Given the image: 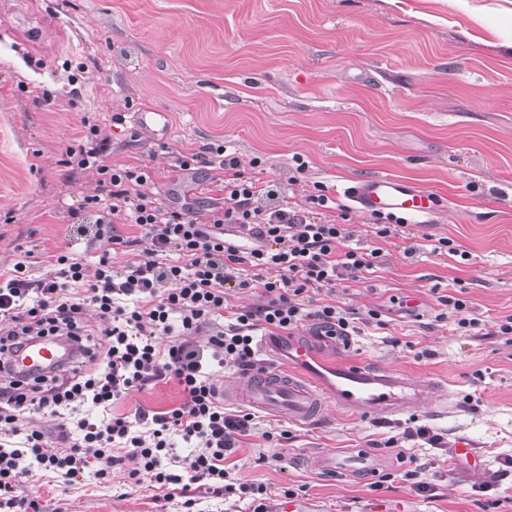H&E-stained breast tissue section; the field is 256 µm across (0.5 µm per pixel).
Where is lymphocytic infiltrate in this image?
<instances>
[{
	"mask_svg": "<svg viewBox=\"0 0 512 512\" xmlns=\"http://www.w3.org/2000/svg\"><path fill=\"white\" fill-rule=\"evenodd\" d=\"M98 135L97 125L86 126L66 150L72 168L97 176L85 202L94 222L76 226L98 255L95 265L64 251L48 256L49 273L34 275L32 262L20 260L0 278V345L57 336L86 351L77 364L26 383L0 375V512L21 504L18 489L38 474L107 482L121 468L127 479L147 475L178 487L189 507L201 483L216 494L255 497L253 512H270L265 487L238 481L224 466L254 416L226 410L216 378L224 369L254 370L258 330L289 335L309 323L328 336H352L376 320L373 310L353 316L336 287L373 273L382 243L405 222L373 215L371 245L354 244L346 213H333L326 194L284 201L281 186L246 175L219 143L208 151L224 173L223 207L204 216L167 208L145 190L150 166H113ZM118 219L137 235L120 234ZM229 226L237 241L227 240ZM128 250L135 260L115 267L113 254ZM255 289L261 303L227 308V291ZM163 380L181 387L177 407L112 416L116 401ZM40 415L58 419L56 433L37 423ZM179 440L187 455L174 454Z\"/></svg>",
	"mask_w": 512,
	"mask_h": 512,
	"instance_id": "lymphocytic-infiltrate-1",
	"label": "lymphocytic infiltrate"
}]
</instances>
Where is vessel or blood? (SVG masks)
<instances>
[{
	"instance_id": "1",
	"label": "vessel or blood",
	"mask_w": 512,
	"mask_h": 512,
	"mask_svg": "<svg viewBox=\"0 0 512 512\" xmlns=\"http://www.w3.org/2000/svg\"><path fill=\"white\" fill-rule=\"evenodd\" d=\"M346 194L367 213L376 211L420 219L439 207L432 192L387 176L349 187ZM319 341V336L311 333L262 337L260 350L275 361V370L259 378L248 376L225 382V394L298 424L316 421L329 406L343 412L390 418L447 403V391L435 381L393 368L340 359L339 353L346 343L338 337L330 340L335 355H324L317 350ZM76 352V343L38 338L22 348L7 350L4 357L11 373L28 381L67 362ZM313 465L324 473L359 477L377 472L382 460L372 453L353 449L318 455Z\"/></svg>"
}]
</instances>
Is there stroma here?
I'll return each mask as SVG.
<instances>
[{"label": "stroma", "instance_id": "35a3bbf8", "mask_svg": "<svg viewBox=\"0 0 512 512\" xmlns=\"http://www.w3.org/2000/svg\"><path fill=\"white\" fill-rule=\"evenodd\" d=\"M0 0V266L70 248L72 214L96 187L65 164L84 123L98 125L114 165L147 163L163 205L220 207L222 171L176 168L185 153L223 141L291 201L323 186L389 175L434 193V215L385 244L376 273L336 297L379 323L352 337L347 357L446 383L457 405L385 420L326 409L308 425L260 413L225 461L240 481L266 487L271 507L314 512H512V0ZM168 113L155 136L137 113ZM307 167L294 169V156ZM451 239L461 264L430 254ZM459 289L482 326L462 334L439 318L436 290ZM164 380L115 402L112 413L165 412L182 401ZM425 426L476 443L483 473L465 458L404 438ZM289 432L271 447L262 434ZM367 448L384 459L382 483L329 476L321 452ZM278 461L260 462V455ZM427 464L431 495L405 473ZM43 512H184L149 480L52 476L19 489Z\"/></svg>", "mask_w": 512, "mask_h": 512}]
</instances>
